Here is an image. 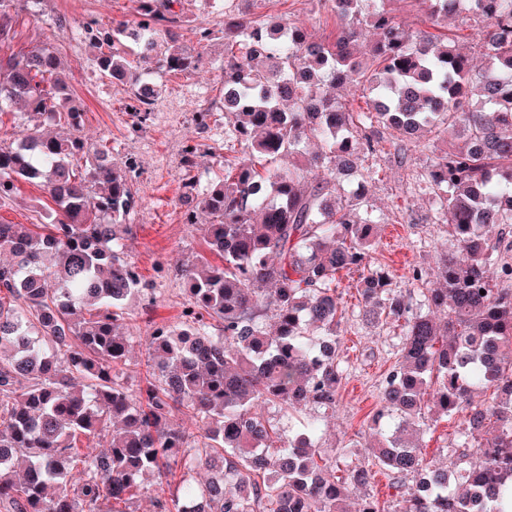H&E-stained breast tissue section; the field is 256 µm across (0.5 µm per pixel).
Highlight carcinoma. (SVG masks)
Returning <instances> with one entry per match:
<instances>
[{
  "label": "carcinoma",
  "mask_w": 512,
  "mask_h": 512,
  "mask_svg": "<svg viewBox=\"0 0 512 512\" xmlns=\"http://www.w3.org/2000/svg\"><path fill=\"white\" fill-rule=\"evenodd\" d=\"M390 2L320 0L339 21L331 38L224 17V143L240 155L207 192L185 185V223L207 215V249L222 264L199 255L183 269V320L152 327L147 378L134 389L123 380L134 342L124 305L143 291L125 254L133 181L105 145L76 135L81 112L66 105L49 41L0 56V114L25 108L12 142L0 141V199L25 181L54 204L44 224L0 223L12 255L0 264L3 512H128L149 478L155 512H350V488L379 470L414 481L393 512H501L496 502L512 500V0H464L488 24L478 73L454 43L408 35ZM456 2L426 0L437 22L458 14ZM39 3L0 0V48ZM133 4L137 21L90 39L104 76L137 89L158 70L198 67L202 53L179 43L181 0ZM122 41L134 59L117 51ZM353 81L362 112L336 95ZM386 131L419 142L450 133L421 190L465 258L440 256L433 275L413 267L417 300L374 265L367 191L341 180ZM311 141L318 150L305 159ZM343 271L358 273L364 316L401 326V348L373 416V462L338 476L320 440L345 380ZM309 406L317 413L293 431L264 414ZM427 409L466 411L448 464L417 443ZM109 423L107 451L84 446ZM200 468L208 480L176 479Z\"/></svg>",
  "instance_id": "cac0c4a2"
}]
</instances>
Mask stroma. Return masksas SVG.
Instances as JSON below:
<instances>
[{"mask_svg": "<svg viewBox=\"0 0 512 512\" xmlns=\"http://www.w3.org/2000/svg\"><path fill=\"white\" fill-rule=\"evenodd\" d=\"M245 8L251 16H278L305 25L319 36L334 34L336 17L318 0H182L186 23L181 45L196 47L195 27L207 22L212 36L205 44L197 70L158 76L159 91L150 112L139 113L128 87L102 77L95 65L96 48L77 37L75 20L96 21L103 31L114 22L133 19L131 0H42L37 15H21L16 35L0 54L28 50L39 37L49 38L68 75L69 94L82 114L80 134L91 143L105 144L113 163L133 164L139 207L132 217L126 252L145 284L140 297L127 306L129 330L135 335L130 363L125 370L129 386L145 381L142 361L145 338L154 324L177 323L186 299L183 269L206 245L200 225L185 223V185L194 182L206 189L224 175V97L221 67L224 63V6ZM211 109L206 123H198L199 109ZM196 148L194 167L185 164L189 148ZM406 164L394 158L392 141L381 152L359 160L360 168L373 172L368 183L369 201L379 219L374 262L390 271L394 288L409 291V271L420 264L434 268L441 250L450 248L448 227L429 218L431 200L420 183L426 173L430 149L404 143ZM51 205L34 184L19 183L14 198L0 201V222L37 224ZM353 276L342 279L340 302L346 318L339 329V356L346 378L336 411L324 424L323 454L343 460L345 447L355 444V459L370 463L368 450L374 433L370 427L381 396L382 381L399 358V330L385 324H366L358 317L360 298L352 287ZM430 430L420 441L424 456L447 460L452 454L462 415L444 418L429 415Z\"/></svg>", "mask_w": 512, "mask_h": 512, "instance_id": "35a3bbf8", "label": "stroma"}]
</instances>
